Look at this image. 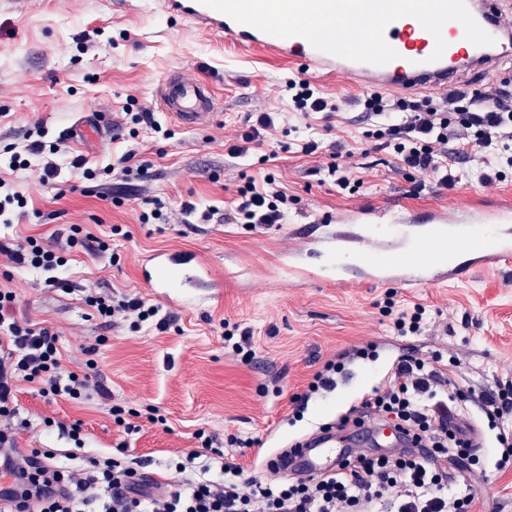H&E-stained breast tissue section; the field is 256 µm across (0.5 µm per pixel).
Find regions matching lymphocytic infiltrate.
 <instances>
[{
    "label": "lymphocytic infiltrate",
    "instance_id": "lymphocytic-infiltrate-1",
    "mask_svg": "<svg viewBox=\"0 0 512 512\" xmlns=\"http://www.w3.org/2000/svg\"><path fill=\"white\" fill-rule=\"evenodd\" d=\"M359 105L373 128L368 136L392 149L399 168L433 178L440 186L457 182L451 163L465 151L493 152L496 161L479 176L489 185L512 168V88L499 83L477 90L458 87L439 102L404 97L364 95ZM58 145L41 140L10 148L9 170L40 167L44 179L58 175ZM234 207L224 212L228 224H284L290 197L274 178L264 186L246 181L238 186ZM67 249L28 236L0 243V253L16 265L40 274L45 284L59 286L58 270L68 262ZM87 306L103 319L132 317L133 327L169 321L158 306L139 297L94 292ZM16 293L0 287V465L14 478L0 512H474L476 493L467 479L474 446L449 420V404L468 399L440 357L400 356L387 383L375 390L363 410H350L339 423L372 419L413 430L427 445V455H369L342 461L336 471L313 477L284 476L268 457L258 456L251 473L225 457L215 439L199 430L198 442L185 461L176 463L182 481L158 483L131 464L112 456L90 455L81 469H71L52 448L20 454L10 425L17 410L15 385L37 386L46 400L91 399L97 363L87 359L83 371L63 365L59 338L49 328L17 318ZM208 454L198 478H185L188 463ZM218 477H211V469Z\"/></svg>",
    "mask_w": 512,
    "mask_h": 512
}]
</instances>
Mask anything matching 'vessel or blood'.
Here are the masks:
<instances>
[{"mask_svg":"<svg viewBox=\"0 0 512 512\" xmlns=\"http://www.w3.org/2000/svg\"><path fill=\"white\" fill-rule=\"evenodd\" d=\"M167 18L189 23L205 37L224 38L244 49H258L272 58L295 65L312 78L350 77L360 88L389 91L404 88L425 93H444L464 73L479 71L500 75V64L512 58V12L503 0H466L479 26L493 37L488 46L469 41L463 25L448 21L442 28L447 46L440 59H433V35L413 17L389 23L386 42L397 59L374 65L344 59L314 48L301 36L279 37L241 23L229 15L201 4L200 0H161ZM160 111L186 127L206 125L217 110V93L202 80L179 74L169 75L156 89ZM329 224H355L364 232L390 238L386 254L364 256L356 252L367 271L387 276L396 274L401 284L419 288L443 286L471 280L476 271L501 272L512 268V244L505 241L502 227L512 223V200L490 197L460 207L455 214L436 207L408 208L397 203L361 206L325 218ZM419 225L424 238L417 248L404 252L392 238L397 227ZM336 236L317 240L300 237V249L323 254L328 263L336 261ZM141 279L167 303L180 305L184 287H205L206 270L180 255L155 251L143 257ZM363 428L350 430L351 445L343 448L335 431H321L302 440L301 446L285 458L286 468L317 475L334 471L342 460L356 455Z\"/></svg>","mask_w":512,"mask_h":512,"instance_id":"vessel-or-blood-1","label":"vessel or blood"}]
</instances>
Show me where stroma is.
<instances>
[{
  "mask_svg": "<svg viewBox=\"0 0 512 512\" xmlns=\"http://www.w3.org/2000/svg\"><path fill=\"white\" fill-rule=\"evenodd\" d=\"M98 28L103 38L94 37ZM173 71L211 83L222 105L202 128L181 126L158 112L171 132L162 139L136 129L132 115L155 109L154 91ZM303 76L298 67L208 40L168 19L151 0H0V150L38 134L61 144L59 175L50 183L42 182L37 168L0 167V179L14 181L28 199L24 214L11 226L0 225V239L38 235L51 244L73 225L97 236L110 235L114 225L121 229L111 235V255L72 251L59 272L66 282L62 288L46 286L40 275L0 255V273H8L7 285L17 294L16 316L58 334L67 368L80 369L94 357L105 390L79 404L46 400L33 385L20 384V421L13 426L18 451L112 454L123 443L124 461L162 481L170 476V464L195 448L193 434L202 429L248 471L252 452L228 446L230 437L254 439L278 453L371 398L404 354L442 355L461 385L478 394L512 385V270L479 273L448 287L408 288L396 281L336 287L319 280L318 255L294 254L292 234L299 220L347 207L399 201L452 213L483 197H512V169L504 181L480 185L475 174L482 159L473 154L456 164L454 188L429 179L416 185L389 151L368 146L358 105L363 91L346 77L316 84L335 100L337 112L292 111L285 86ZM259 111L282 113L284 120L265 133L258 150L231 157L229 147L241 143L250 113ZM88 112L112 125L102 145L72 133ZM310 135L321 142L318 154L299 150ZM339 141L353 151L349 163L360 187L352 194L323 173L339 164L332 149ZM130 148L151 162L147 178L126 180L117 172ZM265 153L269 161L259 163ZM78 156L94 178L72 168ZM268 174L297 200L287 223L251 228L215 218L191 224L182 212L187 202L227 208L238 185ZM153 198L165 202L168 223L139 222ZM157 250L193 253L207 262L221 302L183 308L160 303L161 315L170 320L164 332L104 322L84 304L91 292L152 300L139 265ZM391 295L426 307L430 321L420 334L390 331L384 306ZM225 321L252 330V363L225 349ZM359 348L368 349V356H356ZM337 358L344 368L335 389L309 392L314 373ZM115 402L137 410L156 406L168 424L145 421L138 434L127 435L112 421ZM465 417L481 442L475 510L512 512V467H497L503 452L497 436L512 431V413L489 422L476 400L468 403ZM61 421L81 422L83 447L60 434Z\"/></svg>",
  "mask_w": 512,
  "mask_h": 512,
  "instance_id": "1",
  "label": "stroma"
}]
</instances>
